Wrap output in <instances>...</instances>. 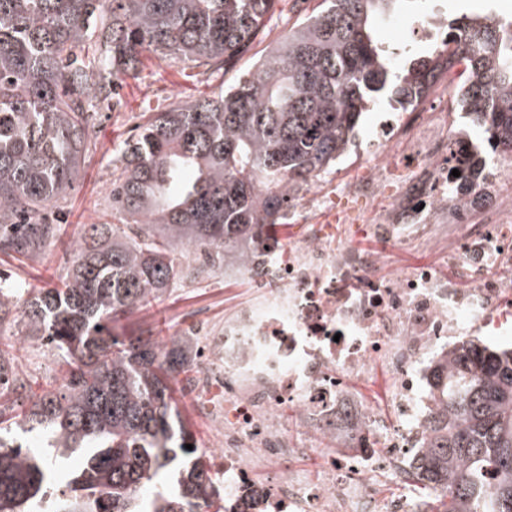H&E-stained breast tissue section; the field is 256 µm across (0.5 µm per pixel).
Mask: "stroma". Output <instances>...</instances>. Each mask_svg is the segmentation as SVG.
<instances>
[{"label": "stroma", "instance_id": "35a3bbf8", "mask_svg": "<svg viewBox=\"0 0 512 512\" xmlns=\"http://www.w3.org/2000/svg\"><path fill=\"white\" fill-rule=\"evenodd\" d=\"M321 0H283L265 19L262 34L250 49L221 71H207L179 60H163L151 53L143 54L134 76L126 78L120 91L121 103L112 109H100L88 131V148L71 188L47 206L49 218L64 227V241L46 246L33 259H19L0 252V272L10 275L21 288H51L58 284L71 262L66 239L75 237L85 224H119L121 214L112 209L113 164L122 144L146 122L149 113L187 105L205 99L234 85L251 71L258 57L303 18L319 7ZM493 9L502 15L512 14V0H412L395 16L378 25V34L390 49L427 52L430 41H412L410 27L425 15L438 13L440 18ZM242 285L224 278L222 269H214L199 278H182L171 293L165 294L152 308L134 311L112 325L119 336L131 333L178 334L189 316L201 312L212 321L224 319V304L236 298ZM18 369L38 378L39 382L58 383L61 364L41 342L24 341L16 353ZM177 407L198 447L210 444L211 420L203 407L207 393L187 387L185 379L174 385Z\"/></svg>", "mask_w": 512, "mask_h": 512}]
</instances>
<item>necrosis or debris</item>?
<instances>
[{"label":"necrosis or debris","mask_w":512,"mask_h":512,"mask_svg":"<svg viewBox=\"0 0 512 512\" xmlns=\"http://www.w3.org/2000/svg\"><path fill=\"white\" fill-rule=\"evenodd\" d=\"M447 73L421 107L381 117L366 168L291 191L298 233L225 268L249 296L196 356L223 392L211 404L227 512H425L408 483L436 404L431 368L465 336L512 315V152L458 189L448 172L479 141L450 139L460 98ZM363 201L352 212L332 198ZM422 255L400 265L398 253ZM387 371L386 410L350 383ZM320 462L318 475L297 458Z\"/></svg>","instance_id":"1"}]
</instances>
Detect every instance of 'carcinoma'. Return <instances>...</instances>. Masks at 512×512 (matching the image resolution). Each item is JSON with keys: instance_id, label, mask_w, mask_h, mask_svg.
Here are the masks:
<instances>
[{"instance_id": "1", "label": "carcinoma", "mask_w": 512, "mask_h": 512, "mask_svg": "<svg viewBox=\"0 0 512 512\" xmlns=\"http://www.w3.org/2000/svg\"><path fill=\"white\" fill-rule=\"evenodd\" d=\"M279 2L0 0V252L32 258L61 239L43 212L72 186L96 107L143 52L221 69ZM406 2L322 0L235 85L150 113L112 181L127 223L84 225L59 288L24 298L0 275V326L22 307L24 336L66 366L60 386L37 393L14 364L24 336L0 335V512H223L211 454L172 397L192 364L185 340L116 336L112 322L177 285L178 250L222 267L277 242L290 183L336 164L372 101L414 105L445 56L466 64L465 111L487 146L512 150V17L449 20L441 45L399 74L376 24ZM429 388L440 411L416 465L425 503L512 512V349L463 338ZM12 426L84 453L66 487L51 480L57 457L15 443ZM164 470L176 488L143 503L140 488Z\"/></svg>"}]
</instances>
